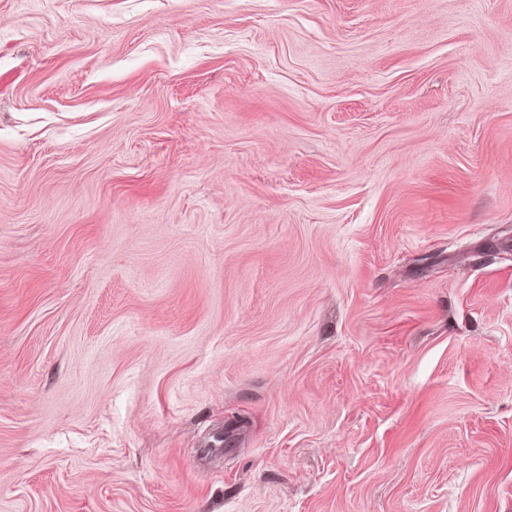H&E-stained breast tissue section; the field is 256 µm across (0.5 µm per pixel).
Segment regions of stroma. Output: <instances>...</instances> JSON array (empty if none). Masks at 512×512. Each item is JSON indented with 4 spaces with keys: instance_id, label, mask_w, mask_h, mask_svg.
Instances as JSON below:
<instances>
[{
    "instance_id": "35a3bbf8",
    "label": "stroma",
    "mask_w": 512,
    "mask_h": 512,
    "mask_svg": "<svg viewBox=\"0 0 512 512\" xmlns=\"http://www.w3.org/2000/svg\"><path fill=\"white\" fill-rule=\"evenodd\" d=\"M0 512H512V0H0Z\"/></svg>"
}]
</instances>
